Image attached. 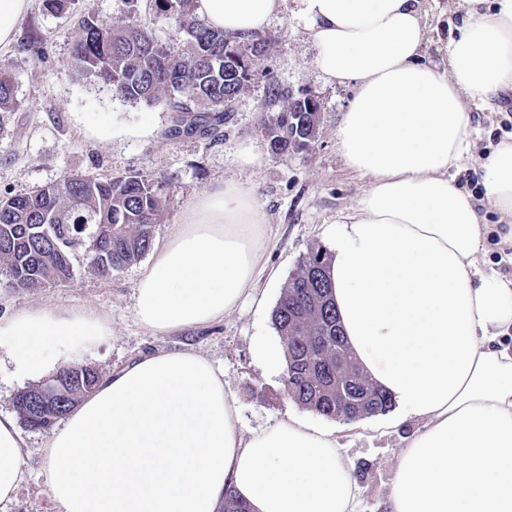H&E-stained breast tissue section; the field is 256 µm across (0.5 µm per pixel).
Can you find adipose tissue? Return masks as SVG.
<instances>
[{
  "label": "adipose tissue",
  "instance_id": "1",
  "mask_svg": "<svg viewBox=\"0 0 512 512\" xmlns=\"http://www.w3.org/2000/svg\"><path fill=\"white\" fill-rule=\"evenodd\" d=\"M469 22L447 61H424L422 0H194L228 36L263 33L291 6L331 84H353L336 129L368 187L326 225L329 281L349 347L422 428L398 456L387 512H512V277L483 258L490 232L450 169L470 153V112L512 101V0H460ZM497 232L512 248V141L482 164ZM265 250L250 188L196 198L135 293L143 327L173 334L235 309ZM111 334L90 308L0 317L16 376L39 378ZM14 415L0 412V512L27 475ZM57 512H355L353 467L328 429L292 415L244 434L224 371L192 351L144 355L103 376L45 442Z\"/></svg>",
  "mask_w": 512,
  "mask_h": 512
}]
</instances>
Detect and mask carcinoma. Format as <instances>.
I'll return each instance as SVG.
<instances>
[{"mask_svg": "<svg viewBox=\"0 0 512 512\" xmlns=\"http://www.w3.org/2000/svg\"><path fill=\"white\" fill-rule=\"evenodd\" d=\"M181 18L177 37L187 52L174 55L131 16L101 22L81 20L72 47V68L85 80H98L133 103L161 99L173 112L196 113L192 126L175 124L177 136L224 121L227 104L257 76L256 61L268 41L258 36L235 40L197 19L194 0H154ZM14 84L0 78V112L14 102ZM291 91L267 79L266 98L286 101ZM283 106L265 124L270 151L300 153L315 143L320 113ZM166 203L163 185L140 172L97 178L72 175L34 193L0 198V267L6 287L23 279L30 290L65 286L75 278L74 249L88 242L86 260L107 277L143 258L152 247L153 227ZM272 324L284 346V387L288 396L316 414L347 421L389 412L391 396L375 386L355 363L345 342L327 280V256L314 249L289 274ZM62 410L48 419L23 418L31 429L46 430L77 404L61 398Z\"/></svg>", "mask_w": 512, "mask_h": 512, "instance_id": "obj_1", "label": "carcinoma"}]
</instances>
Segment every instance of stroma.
<instances>
[{
  "label": "stroma",
  "mask_w": 512,
  "mask_h": 512,
  "mask_svg": "<svg viewBox=\"0 0 512 512\" xmlns=\"http://www.w3.org/2000/svg\"><path fill=\"white\" fill-rule=\"evenodd\" d=\"M87 14L102 21L134 15L173 53L186 50L173 37L177 15L160 11L154 0H65L59 10L45 0H31L18 22L19 38L0 46V72L15 84L13 107L0 112V197L28 194L72 174L105 178L139 171L168 185L169 201L153 229V243L159 246L196 197L216 183L233 180L253 188L265 215L266 256L257 270L256 287L241 306L220 322L171 335L155 334L135 318V288L145 261L102 278L90 271L80 252L69 286L37 291L0 287V317L44 304L92 308L111 326L110 336L83 359L100 373L146 353L192 350L223 367L224 388L240 409L244 431L265 428L289 413L303 414V407L286 394L282 373H268L254 345L276 340L271 313L289 273L311 249L322 246L324 225L349 213L368 185L346 167L336 144V128L353 87L326 82L313 62L311 42L285 10L264 33L269 48L258 63V76L235 100L218 131L171 137L167 131L176 115L165 103L127 102L109 87L75 76L71 50L78 22ZM462 20L454 0H437L425 60L441 61L451 32ZM25 33L39 40L40 52L27 50L21 39ZM269 74L290 90L320 97L319 134L310 150L271 153L263 133V123L273 112L264 93ZM472 117L476 152L455 176L479 198L480 162L501 140L512 137V108H477ZM328 425L354 465L362 512H384L398 452L419 421L382 435L368 421L357 426L332 419ZM21 433L30 472L6 512H56L44 470L48 433L26 427Z\"/></svg>",
  "instance_id": "obj_1"
}]
</instances>
